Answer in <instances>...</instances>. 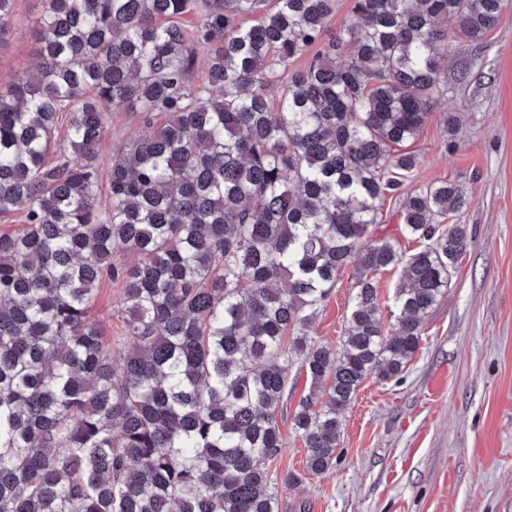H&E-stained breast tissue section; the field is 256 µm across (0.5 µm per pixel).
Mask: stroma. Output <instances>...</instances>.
I'll use <instances>...</instances> for the list:
<instances>
[{
    "label": "stroma",
    "mask_w": 512,
    "mask_h": 512,
    "mask_svg": "<svg viewBox=\"0 0 512 512\" xmlns=\"http://www.w3.org/2000/svg\"><path fill=\"white\" fill-rule=\"evenodd\" d=\"M42 9L41 0H15L0 86L35 68ZM446 67L450 90L436 109L456 113L460 126L451 138L439 121L424 127L405 187L445 179L462 188L469 204L454 221L466 225L470 246L406 371L359 387L325 474L305 468L292 413L309 382L290 377L278 409L285 445L269 470L297 481L280 488V512H512V6L482 43L457 44ZM353 272H340L309 329L318 343L340 345ZM121 309L120 287L106 281L89 316L117 338Z\"/></svg>",
    "instance_id": "35a3bbf8"
}]
</instances>
